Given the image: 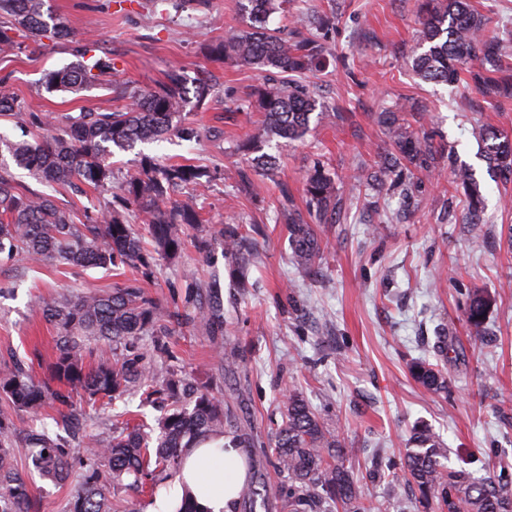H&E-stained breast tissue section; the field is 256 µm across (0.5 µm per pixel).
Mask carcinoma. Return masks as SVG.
<instances>
[{"label":"carcinoma","mask_w":512,"mask_h":512,"mask_svg":"<svg viewBox=\"0 0 512 512\" xmlns=\"http://www.w3.org/2000/svg\"><path fill=\"white\" fill-rule=\"evenodd\" d=\"M288 0H244L241 10L249 26L231 28L224 39L207 48L215 59H232L244 66L264 68L270 80L255 87L237 110L259 116L260 134L235 143L236 152L254 155L252 168L238 172L239 181L257 188L276 180L279 158L262 152L263 138L291 144L306 136L313 113L330 111L301 80L322 64L325 37L336 26V13L318 19L316 35L296 29L284 36L268 28L269 18L285 11ZM0 50L17 45L23 31L33 38L51 34L73 41V32L57 21L46 0H0ZM490 18L471 0H422L419 14L422 52L412 58L417 75L427 81L472 85L489 103L512 99V65L505 62V39L487 34ZM75 47L76 61L49 70L43 86L49 93H77L112 70L111 64L87 56ZM187 77L172 68L166 80L150 90L126 87L128 105L122 111H84L60 116L28 113V123L40 130L33 140L0 136V255L21 253L33 263L58 262L75 268L118 270L134 267L151 275L156 258L174 260L186 243V226L203 219L187 203L172 201L176 188L196 190L207 171L189 163L158 166L147 159L113 196L110 209L96 217L79 218L58 206L53 195L34 190L31 179L52 188L86 184L112 188V148L126 150L153 143L172 133L190 140L194 128L184 122ZM21 109L17 97L0 85V118ZM413 107L397 103L377 116L387 140L380 155L383 178L377 186L408 200L421 178L432 173L438 160L452 158L445 143L417 131ZM475 137L483 145V160L501 182L512 183V135L476 123ZM10 156L22 173L4 162ZM454 183L468 199L466 223H483L484 197L473 169L456 167ZM277 217L287 224L291 259L303 274L321 260L326 243L296 208L288 186L278 183ZM308 214L319 224H337L342 209L336 174L322 164L305 180ZM135 205L151 237L152 250L143 246L134 225L126 219ZM224 257L243 288L258 254L232 218L220 230ZM36 306L57 333L56 354L47 377L38 380L15 361L0 367V400L30 416L19 428L12 416L0 412V512H38L39 499L30 476L69 486L63 512H127L121 492L149 491L167 486L180 472L187 448L227 436L235 447L267 448L269 462L284 476L277 489L282 512H512V474L488 469L482 476L448 467V448L433 428L416 424L409 448L389 469L403 474L411 497H394L383 506L373 502L363 480L344 467L345 448L303 394L288 388L281 420L271 425L268 438L237 433L224 414V404L212 392L194 385L163 337L155 302L134 285L74 293L62 290ZM490 299L469 297L465 312L471 330V354L481 352ZM151 339L152 351L141 341ZM411 374L434 392L448 391V380L437 364L413 362ZM128 394L153 407V423L115 422L107 433L85 431L86 409L104 406Z\"/></svg>","instance_id":"1"}]
</instances>
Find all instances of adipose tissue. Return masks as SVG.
Masks as SVG:
<instances>
[{
  "mask_svg": "<svg viewBox=\"0 0 512 512\" xmlns=\"http://www.w3.org/2000/svg\"><path fill=\"white\" fill-rule=\"evenodd\" d=\"M248 479L247 453L231 446L228 438L186 449L181 473L158 499L156 512H176L188 494L201 512H237Z\"/></svg>",
  "mask_w": 512,
  "mask_h": 512,
  "instance_id": "1",
  "label": "adipose tissue"
}]
</instances>
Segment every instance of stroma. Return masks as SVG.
Returning <instances> with one entry per match:
<instances>
[{
    "label": "stroma",
    "instance_id": "stroma-1",
    "mask_svg": "<svg viewBox=\"0 0 512 512\" xmlns=\"http://www.w3.org/2000/svg\"><path fill=\"white\" fill-rule=\"evenodd\" d=\"M49 9L92 47L112 59L111 82L77 94L47 93L44 73L73 61L72 46L52 38L0 53V80L17 95L22 110L0 119L11 139L31 138V112H111L123 109L121 90L154 88L174 65L188 78L212 79L203 104L186 108L199 134L177 136L115 151L112 170L122 182L142 157L158 163H193L213 168L208 187L192 204L213 237L209 256L187 246L175 261H157L151 277L132 267L121 273L58 263L34 266L23 256L0 260V364L20 358L36 378L55 351L53 328L34 307L67 288L76 292L134 284L167 314L168 342L185 372L209 386L239 432H267L280 416L286 383H294L317 415L337 430L347 453L344 464L365 474L373 455L400 459L412 425L428 422L448 448L450 466L512 471V183L487 172L473 134L476 122L512 133V99L485 103L463 83L421 80L411 68L418 52L419 0H290L287 12L270 17L273 28L292 30L323 12L337 13L325 63L307 72L321 102L336 120L315 119L306 137L265 152L279 156V182L304 206V177L314 161L341 175L343 220L319 232L329 246L316 275L297 273L289 258L288 233L277 221L279 192L266 184L250 194L234 179L247 168L234 154L238 139L254 133L252 119L235 112L263 81L259 70L214 61L205 54L226 29L245 25L238 0H48ZM401 98L418 111V126L443 136L454 150L410 202L399 196L367 195L346 182L347 174L374 168L384 146L376 117ZM470 165L485 197V222L463 223V191L453 189L454 163ZM229 215L243 219L260 257L250 288H237L229 274L224 244L216 233ZM217 281L224 324L206 328L192 317L210 281ZM491 300L486 343L471 355L465 309L471 294ZM447 336L448 390L435 394L411 376L415 360L438 363L439 336ZM236 351L234 370L218 359ZM250 480L266 496L241 502L238 512H280L274 493L282 477L261 449L249 451Z\"/></svg>",
    "mask_w": 512,
    "mask_h": 512
}]
</instances>
